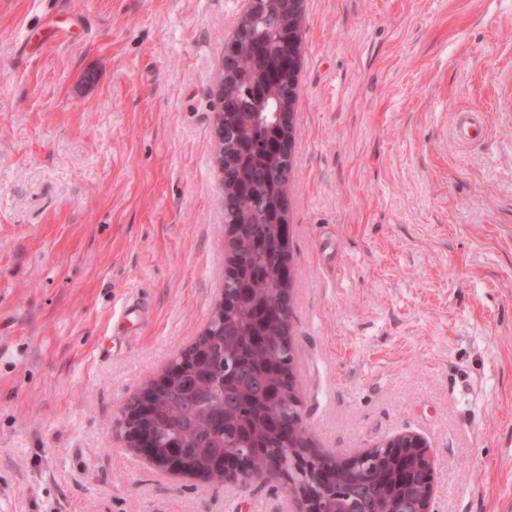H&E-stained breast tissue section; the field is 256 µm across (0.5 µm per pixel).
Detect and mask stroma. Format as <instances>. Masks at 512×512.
<instances>
[{
    "instance_id": "1",
    "label": "stroma",
    "mask_w": 512,
    "mask_h": 512,
    "mask_svg": "<svg viewBox=\"0 0 512 512\" xmlns=\"http://www.w3.org/2000/svg\"><path fill=\"white\" fill-rule=\"evenodd\" d=\"M245 7L0 0V512H296L280 481L160 471L122 426L224 288L216 85ZM300 36L311 441L420 434L431 512H512V0H305Z\"/></svg>"
}]
</instances>
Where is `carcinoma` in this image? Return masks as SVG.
I'll use <instances>...</instances> for the list:
<instances>
[{
  "mask_svg": "<svg viewBox=\"0 0 512 512\" xmlns=\"http://www.w3.org/2000/svg\"><path fill=\"white\" fill-rule=\"evenodd\" d=\"M288 17V0L269 3L256 0L251 25L224 45V55L233 61L234 76L224 89V123L237 132L235 141L224 148V221L237 225L235 248L238 262L224 277V329L236 339L213 341L215 358L185 360L193 371L188 382L197 383L207 395L191 425H183V385L156 399L151 440L154 447L168 445L191 452L190 465L210 471L215 459L213 444H249L257 456L254 465L266 466L270 448L282 447L281 440L294 432L309 438L305 426L295 427L298 412L283 404L258 406L254 374L265 373L264 381L288 388L292 371V342L283 333L279 317L269 307L280 287L284 263L278 244L275 220L288 203V179L284 154L277 151L288 132L275 123L276 105L288 101L293 45L288 29L271 26L268 17ZM238 396L239 407L224 412V392ZM282 466L292 471V480L304 485L313 496L322 494L319 466L293 470V459L285 453ZM401 493L385 488L376 491L379 512L400 508Z\"/></svg>",
  "mask_w": 512,
  "mask_h": 512,
  "instance_id": "cac0c4a2",
  "label": "carcinoma"
}]
</instances>
